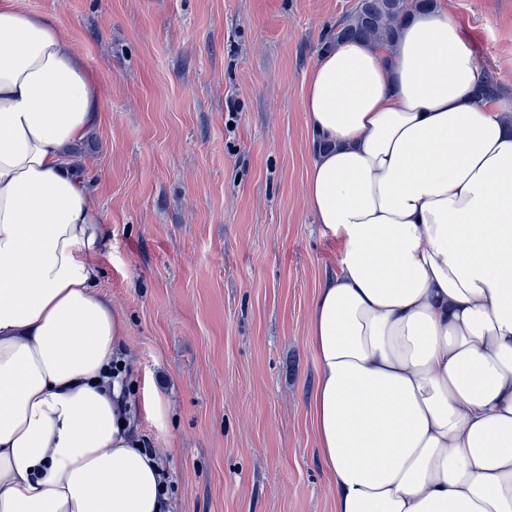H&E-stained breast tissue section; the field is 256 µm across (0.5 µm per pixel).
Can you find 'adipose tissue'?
<instances>
[{
  "instance_id": "1",
  "label": "adipose tissue",
  "mask_w": 512,
  "mask_h": 512,
  "mask_svg": "<svg viewBox=\"0 0 512 512\" xmlns=\"http://www.w3.org/2000/svg\"><path fill=\"white\" fill-rule=\"evenodd\" d=\"M440 6L315 63L309 317L335 512H512V117ZM100 97L59 19L0 0V512H168L125 427L128 323L73 150Z\"/></svg>"
}]
</instances>
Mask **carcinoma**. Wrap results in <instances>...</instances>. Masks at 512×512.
Segmentation results:
<instances>
[{
    "instance_id": "carcinoma-1",
    "label": "carcinoma",
    "mask_w": 512,
    "mask_h": 512,
    "mask_svg": "<svg viewBox=\"0 0 512 512\" xmlns=\"http://www.w3.org/2000/svg\"><path fill=\"white\" fill-rule=\"evenodd\" d=\"M432 0H358L355 10L330 29L322 40L321 49L346 39L360 38L377 47L391 45L403 18L411 10L430 4ZM502 87L488 73H482L477 98L497 99Z\"/></svg>"
}]
</instances>
